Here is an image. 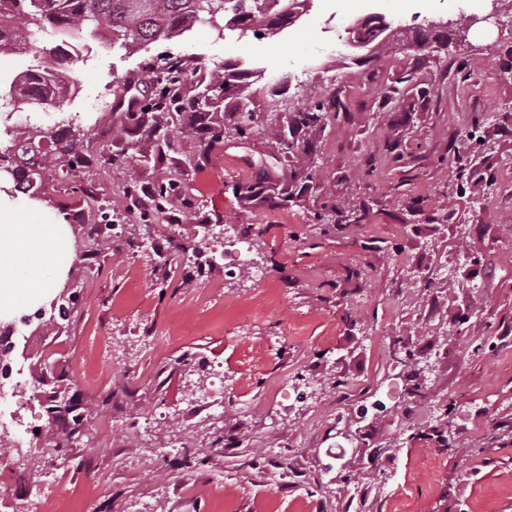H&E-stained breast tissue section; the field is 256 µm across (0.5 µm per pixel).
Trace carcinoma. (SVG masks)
Here are the masks:
<instances>
[{
    "mask_svg": "<svg viewBox=\"0 0 512 512\" xmlns=\"http://www.w3.org/2000/svg\"><path fill=\"white\" fill-rule=\"evenodd\" d=\"M231 16L246 21V30H265L268 36L272 14L266 0H0V54L13 50L15 43L26 39L34 43L39 35L53 34L58 44L43 48L50 78L39 71L28 70L17 76L0 100L7 102L16 95L29 107L46 108L64 103L74 88V68L81 50L90 38L108 33L112 46L144 48L158 40L178 37L181 30L191 31L198 23L211 24V18L224 20ZM169 65L174 74L163 71L155 77L158 88L151 110L138 113V125L151 134L159 132L155 112L190 109L196 112L211 107L229 90L236 87L237 75L229 69L210 68L193 58H177ZM254 113H238L232 128L220 125L209 132L207 143L219 142L233 132L243 136L256 130ZM39 133L28 132L12 142L18 159L15 179L21 185L30 183V176L48 163V156L33 150Z\"/></svg>",
    "mask_w": 512,
    "mask_h": 512,
    "instance_id": "1",
    "label": "carcinoma"
}]
</instances>
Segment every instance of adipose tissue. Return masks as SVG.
<instances>
[{
  "label": "adipose tissue",
  "mask_w": 512,
  "mask_h": 512,
  "mask_svg": "<svg viewBox=\"0 0 512 512\" xmlns=\"http://www.w3.org/2000/svg\"><path fill=\"white\" fill-rule=\"evenodd\" d=\"M70 244L58 224L19 228L12 209L0 207V304H23L50 286L46 267L60 270L71 261Z\"/></svg>",
  "instance_id": "obj_1"
}]
</instances>
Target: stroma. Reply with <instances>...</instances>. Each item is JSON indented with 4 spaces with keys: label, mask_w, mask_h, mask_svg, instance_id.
<instances>
[{
    "label": "stroma",
    "mask_w": 512,
    "mask_h": 512,
    "mask_svg": "<svg viewBox=\"0 0 512 512\" xmlns=\"http://www.w3.org/2000/svg\"><path fill=\"white\" fill-rule=\"evenodd\" d=\"M375 11L394 30L456 16L452 0H343L339 16L351 25ZM323 37L321 14L307 13L283 40L198 25L141 50L96 48L63 107L14 110L16 124L96 147L76 159L46 143L29 195L14 154L0 153L18 223L66 225L74 245L49 295L75 302L32 321L27 352L46 395L89 419L52 458L56 512L86 499L128 512L147 492L157 512L228 501L234 512H396L400 500L414 512H512V38L481 23L445 51L369 59L322 53ZM188 53L223 60L242 91L194 113L193 135L163 113L159 133L140 129L150 64ZM244 107L260 129L202 144L199 129L232 125ZM307 109L325 121L295 123ZM275 124L285 144L265 136ZM161 184L179 193L176 212L127 220V203ZM352 209L361 223L345 221ZM77 211L119 236L89 237ZM216 224L242 225L266 284L216 268L182 287L184 258L220 249L207 236ZM147 238L164 256L137 257ZM399 341L414 365L397 362ZM198 385L223 417L195 405ZM116 398L128 421L114 426ZM162 404L182 409L156 424L181 444L170 457L130 426ZM437 427L447 446L431 439Z\"/></svg>",
    "instance_id": "stroma-1"
}]
</instances>
